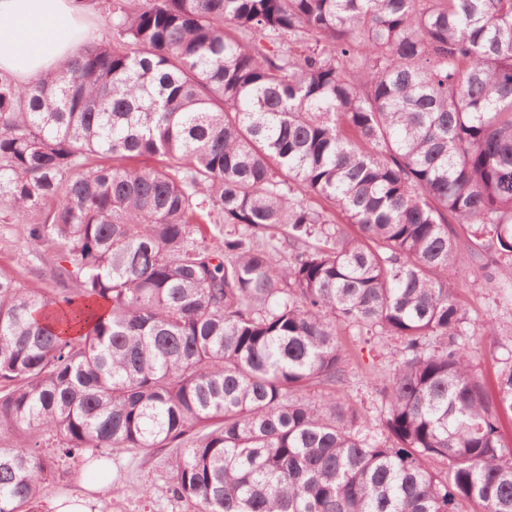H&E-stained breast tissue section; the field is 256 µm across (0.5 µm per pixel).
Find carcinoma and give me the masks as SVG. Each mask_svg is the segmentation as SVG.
<instances>
[{
	"mask_svg": "<svg viewBox=\"0 0 512 512\" xmlns=\"http://www.w3.org/2000/svg\"><path fill=\"white\" fill-rule=\"evenodd\" d=\"M92 5L0 72V219L61 284L0 267V512L43 447L173 448L198 512H512V363L472 371L454 293L512 264V0ZM341 323L401 345L377 433L302 395Z\"/></svg>",
	"mask_w": 512,
	"mask_h": 512,
	"instance_id": "obj_1",
	"label": "carcinoma"
}]
</instances>
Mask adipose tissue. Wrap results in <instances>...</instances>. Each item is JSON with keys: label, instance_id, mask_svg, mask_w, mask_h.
I'll return each instance as SVG.
<instances>
[{"label": "adipose tissue", "instance_id": "ef3b65f1", "mask_svg": "<svg viewBox=\"0 0 512 512\" xmlns=\"http://www.w3.org/2000/svg\"><path fill=\"white\" fill-rule=\"evenodd\" d=\"M83 0H0V71L24 80L56 70L84 41Z\"/></svg>", "mask_w": 512, "mask_h": 512}]
</instances>
